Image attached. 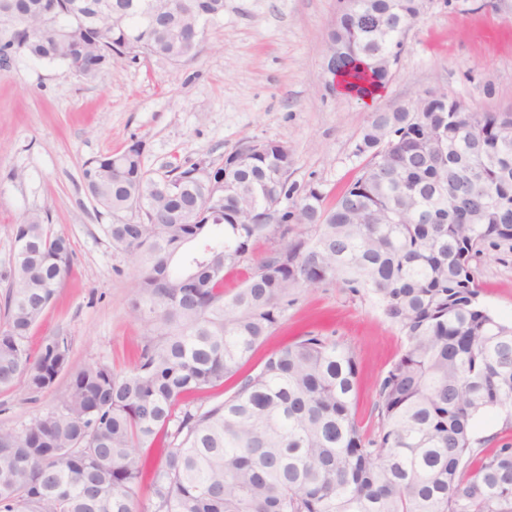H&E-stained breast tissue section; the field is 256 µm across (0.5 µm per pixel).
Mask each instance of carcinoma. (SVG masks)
Segmentation results:
<instances>
[{
	"label": "carcinoma",
	"mask_w": 512,
	"mask_h": 512,
	"mask_svg": "<svg viewBox=\"0 0 512 512\" xmlns=\"http://www.w3.org/2000/svg\"><path fill=\"white\" fill-rule=\"evenodd\" d=\"M14 28L0 55L59 61L94 79L112 56L194 60L224 0H0ZM421 0H349L330 44L354 95L384 86ZM456 103L422 112H375L354 154L360 174L328 206L321 190L288 183V148L263 142L243 167L224 162L236 198L203 211L215 186L198 165L154 177L141 144L90 159L83 179L112 212V246L134 255L131 301L145 334L123 373L90 364L70 375L59 406L21 431L0 428V512H512V443L474 448L475 419L512 409V322L479 301L473 263L490 243L512 248V111L481 112L476 126ZM434 138L454 147L435 159ZM283 169L275 191L270 172ZM292 202L288 224L266 211ZM224 226L220 239L208 228ZM278 245L253 261L254 245ZM70 241L39 216L16 226L4 274L0 388L40 392L65 372L70 346L46 338L36 358L27 339L71 265ZM245 266L240 288L224 274ZM335 283L372 298L406 336L405 350L376 386L377 431L354 407L353 352L309 332L240 374L249 354L283 321L297 288ZM237 377L224 401L203 395ZM163 448L150 464L148 450Z\"/></svg>",
	"instance_id": "obj_1"
}]
</instances>
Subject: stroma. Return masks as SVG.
<instances>
[{
  "instance_id": "obj_1",
  "label": "stroma",
  "mask_w": 512,
  "mask_h": 512,
  "mask_svg": "<svg viewBox=\"0 0 512 512\" xmlns=\"http://www.w3.org/2000/svg\"><path fill=\"white\" fill-rule=\"evenodd\" d=\"M339 9V0H224L198 57L179 66L122 55L87 80L23 53L0 65V299L23 216L47 215L51 231L72 248L71 268L28 338L35 354L46 337H67L69 370L38 393L21 383L0 389V428L23 429L55 409L71 372L86 365L127 369L141 340L131 308L136 260L104 232L139 215L112 214L90 198L86 161L138 142L144 169L161 177L175 166L218 167L250 142L275 141L293 157L290 181L319 187L331 204L363 163L354 149L372 113L435 92L478 111L512 110V0H425L372 103L339 93L326 70ZM476 272L481 302L511 322L512 251L487 249ZM295 298L248 368L299 331H334L355 356L356 414L373 429L376 384L405 337L371 298L338 286L301 288Z\"/></svg>"
}]
</instances>
